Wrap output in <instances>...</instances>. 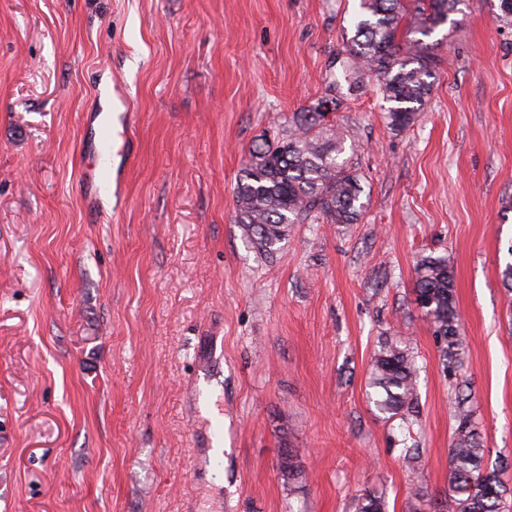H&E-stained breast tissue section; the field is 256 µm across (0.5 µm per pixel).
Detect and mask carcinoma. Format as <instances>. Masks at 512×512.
<instances>
[{"label":"carcinoma","instance_id":"carcinoma-1","mask_svg":"<svg viewBox=\"0 0 512 512\" xmlns=\"http://www.w3.org/2000/svg\"><path fill=\"white\" fill-rule=\"evenodd\" d=\"M361 13L345 38L347 65L341 79L352 90L363 76L375 79L388 103L387 124L402 131L433 90L434 57L420 39L446 23L461 0H360ZM294 130L274 144L249 151L234 188L236 222L262 253L272 256L294 224L322 219L356 224L361 216L360 177L345 156L344 138L326 113L310 107L293 117ZM415 301L433 326L442 364L452 374L464 348L454 274L448 260L426 256L415 269ZM418 366L409 349L385 340L375 351L368 380L371 402L387 420L413 412ZM455 427L449 445L448 488L440 512H501L503 485L497 474L483 472V444L465 402L455 399ZM298 454L285 449L281 471L290 480L303 477ZM354 512H386L384 498L363 494Z\"/></svg>","mask_w":512,"mask_h":512}]
</instances>
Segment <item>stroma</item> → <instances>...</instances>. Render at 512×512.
<instances>
[{
    "label": "stroma",
    "instance_id": "35a3bbf8",
    "mask_svg": "<svg viewBox=\"0 0 512 512\" xmlns=\"http://www.w3.org/2000/svg\"><path fill=\"white\" fill-rule=\"evenodd\" d=\"M358 4L0 0V512H352L367 491L408 512L448 484L460 383L512 512V22L464 0L426 37L432 93L394 131L373 78L329 88ZM100 86L131 131L123 196L94 219L81 139ZM331 96L362 215L293 225L267 258L234 186L254 144ZM427 256L454 271L452 377L414 303ZM203 336L224 355L220 477L186 387ZM389 336L419 368L403 420L366 394Z\"/></svg>",
    "mask_w": 512,
    "mask_h": 512
}]
</instances>
